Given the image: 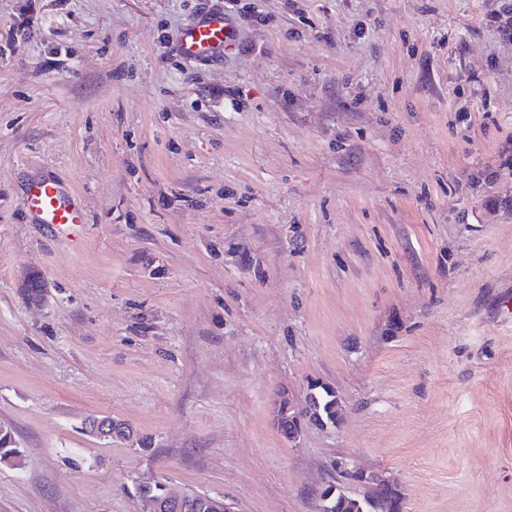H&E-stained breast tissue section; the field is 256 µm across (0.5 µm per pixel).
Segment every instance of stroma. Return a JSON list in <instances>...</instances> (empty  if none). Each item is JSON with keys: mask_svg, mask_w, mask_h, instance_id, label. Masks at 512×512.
<instances>
[{"mask_svg": "<svg viewBox=\"0 0 512 512\" xmlns=\"http://www.w3.org/2000/svg\"><path fill=\"white\" fill-rule=\"evenodd\" d=\"M503 0H0V512H512ZM219 9L235 46L196 61ZM56 181L85 215L28 218ZM40 273L44 303L21 291ZM331 388L297 441L287 390ZM140 439L104 441L90 416ZM232 28L224 12L211 11L198 15L183 28L179 52L188 59H218L232 41ZM302 406L303 404L297 403L289 393L284 391L277 393L273 399L272 417L274 424L277 428L279 427L281 432L288 426L289 441L294 440L301 433L302 424L305 420L314 421L310 420V415L301 414ZM0 426V430L4 429ZM23 450L19 447L14 433L8 429L0 432V466L19 469L23 463ZM164 490L166 491L165 494ZM161 495L163 497L160 499L143 497L146 506L145 511L186 512L187 508L195 507L202 501L205 507L211 508L215 512H230L224 504L223 496L212 495L192 487L173 489L167 485H156L152 491V497H159Z\"/></svg>", "mask_w": 512, "mask_h": 512, "instance_id": "stroma-1", "label": "stroma"}]
</instances>
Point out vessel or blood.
I'll list each match as a JSON object with an SVG mask.
<instances>
[{
	"label": "vessel or blood",
	"instance_id": "1",
	"mask_svg": "<svg viewBox=\"0 0 512 512\" xmlns=\"http://www.w3.org/2000/svg\"><path fill=\"white\" fill-rule=\"evenodd\" d=\"M232 41V25L220 11L194 17L183 28L179 52L188 59L213 60L223 56ZM26 211L37 224L77 225L84 215L65 200L59 185L49 180L31 183L26 190Z\"/></svg>",
	"mask_w": 512,
	"mask_h": 512
}]
</instances>
